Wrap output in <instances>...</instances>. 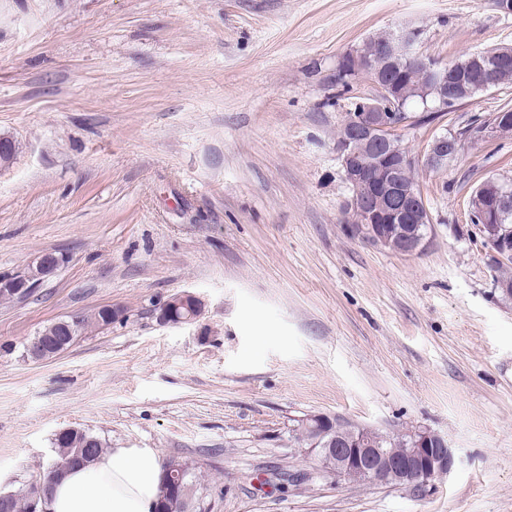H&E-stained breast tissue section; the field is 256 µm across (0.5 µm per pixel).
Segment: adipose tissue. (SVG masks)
<instances>
[{
    "label": "adipose tissue",
    "mask_w": 512,
    "mask_h": 512,
    "mask_svg": "<svg viewBox=\"0 0 512 512\" xmlns=\"http://www.w3.org/2000/svg\"><path fill=\"white\" fill-rule=\"evenodd\" d=\"M164 472L153 448H112L46 491L47 512H154Z\"/></svg>",
    "instance_id": "ef3b65f1"
}]
</instances>
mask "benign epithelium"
<instances>
[{
    "instance_id": "obj_1",
    "label": "benign epithelium",
    "mask_w": 512,
    "mask_h": 512,
    "mask_svg": "<svg viewBox=\"0 0 512 512\" xmlns=\"http://www.w3.org/2000/svg\"><path fill=\"white\" fill-rule=\"evenodd\" d=\"M416 35L409 29L390 33L380 45L381 55L390 60L405 59L425 72L427 82L419 90L423 99H433L434 110L445 111L454 102L460 82L454 65L444 68L423 56L415 48ZM485 61L489 70L480 80L487 91L498 86L495 72L512 65V46H499L468 54V62ZM379 95L372 101H356L354 110L345 114L336 150L341 159L344 178L352 196L347 209L360 215L351 232L374 246L387 248L402 255H412L425 246L420 225L430 223V216L415 187L401 184L400 172L412 161L402 145L400 129L408 122L400 105V82L386 80L377 85ZM512 129V111L495 113L483 126L479 137H497ZM461 149V139L452 132L435 136L424 153V164L442 168L453 161ZM469 217L475 230L483 233L492 224H506L512 219V185L498 181L478 187L469 199ZM64 256L56 251H43L20 271L0 274V292L23 295L52 277L63 264ZM200 299L190 293L169 299L159 311L162 324H183L201 315ZM80 316L58 320L47 327L43 335L27 344L34 362H43L48 354V337L62 325L75 329ZM303 425L316 434L310 445L317 452L324 468L338 476L352 474V479L376 484L396 483L420 487L449 474L455 467V452L448 440L428 429L408 431L410 445L394 452L373 448L369 441L371 429L360 427L343 431L333 428L334 419L325 414H307Z\"/></svg>"
}]
</instances>
